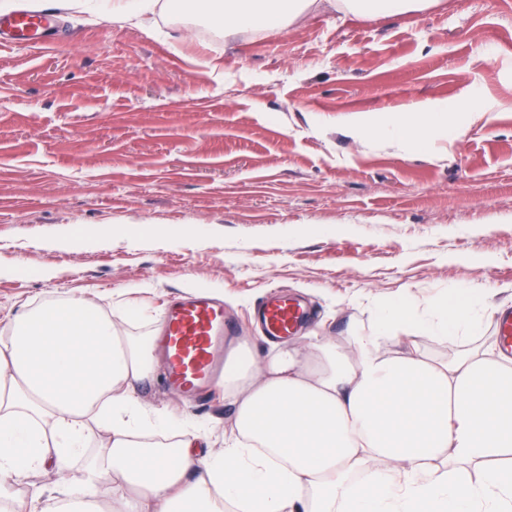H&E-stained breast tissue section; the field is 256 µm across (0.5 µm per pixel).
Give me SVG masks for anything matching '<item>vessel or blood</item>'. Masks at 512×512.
<instances>
[{"mask_svg":"<svg viewBox=\"0 0 512 512\" xmlns=\"http://www.w3.org/2000/svg\"><path fill=\"white\" fill-rule=\"evenodd\" d=\"M49 10H20L0 17V31L16 41L44 42L51 28ZM263 328L270 336H288L309 319L299 302L275 296L259 310ZM232 329L224 320V310L213 298L183 295L169 306L164 318V357L168 384L188 397L200 398L205 387L224 365L227 338Z\"/></svg>","mask_w":512,"mask_h":512,"instance_id":"obj_1","label":"vessel or blood"}]
</instances>
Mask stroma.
Here are the masks:
<instances>
[{"instance_id": "35a3bbf8", "label": "stroma", "mask_w": 512, "mask_h": 512, "mask_svg": "<svg viewBox=\"0 0 512 512\" xmlns=\"http://www.w3.org/2000/svg\"><path fill=\"white\" fill-rule=\"evenodd\" d=\"M50 44H0V322L68 295L129 334L163 323L185 279L254 309L307 300L336 341L400 291L441 311L485 289L482 339L512 311V0H440L387 18L329 5L277 35L199 30L202 14L115 22L60 11ZM448 109L422 154L397 111ZM112 233L60 251L51 239ZM40 269L51 278H37ZM224 445L233 409L188 404Z\"/></svg>"}]
</instances>
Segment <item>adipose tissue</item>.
I'll list each match as a JSON object with an SVG mask.
<instances>
[{
  "label": "adipose tissue",
  "instance_id": "adipose-tissue-1",
  "mask_svg": "<svg viewBox=\"0 0 512 512\" xmlns=\"http://www.w3.org/2000/svg\"><path fill=\"white\" fill-rule=\"evenodd\" d=\"M315 2L222 0L207 18L280 34ZM336 2L377 18L433 0ZM442 114L416 105L388 135L425 148ZM479 317L470 301L437 312L405 297L343 344L309 329L258 356L240 340L216 383L232 432L202 454L200 426L138 394L162 365L158 336L129 335L90 298L22 310L0 336V512L35 476L50 494L30 512H512V357L491 340L449 358L421 345Z\"/></svg>",
  "mask_w": 512,
  "mask_h": 512
}]
</instances>
